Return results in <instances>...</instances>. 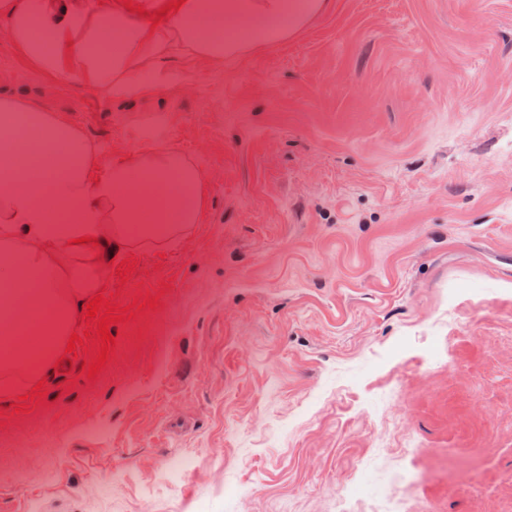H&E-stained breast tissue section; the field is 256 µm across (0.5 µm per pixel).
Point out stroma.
Instances as JSON below:
<instances>
[{
  "label": "stroma",
  "instance_id": "35a3bbf8",
  "mask_svg": "<svg viewBox=\"0 0 512 512\" xmlns=\"http://www.w3.org/2000/svg\"><path fill=\"white\" fill-rule=\"evenodd\" d=\"M106 99L0 38V90L104 162L166 147L197 223L132 240L95 376L0 395V512H512V0H329ZM191 465L168 490L172 461ZM240 494L225 498L224 486Z\"/></svg>",
  "mask_w": 512,
  "mask_h": 512
}]
</instances>
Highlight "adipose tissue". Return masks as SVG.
<instances>
[{
  "instance_id": "adipose-tissue-1",
  "label": "adipose tissue",
  "mask_w": 512,
  "mask_h": 512,
  "mask_svg": "<svg viewBox=\"0 0 512 512\" xmlns=\"http://www.w3.org/2000/svg\"><path fill=\"white\" fill-rule=\"evenodd\" d=\"M328 0H184L158 25L115 5L78 11L70 0H0V37L39 70L66 75L100 95L138 90V74L175 54L213 65L245 48L283 40L326 10ZM102 159L83 131L0 93V360L34 386L62 355L89 299L127 242L152 224H193L205 205L204 174L176 151L131 152L99 176ZM136 185H129L130 175Z\"/></svg>"
}]
</instances>
